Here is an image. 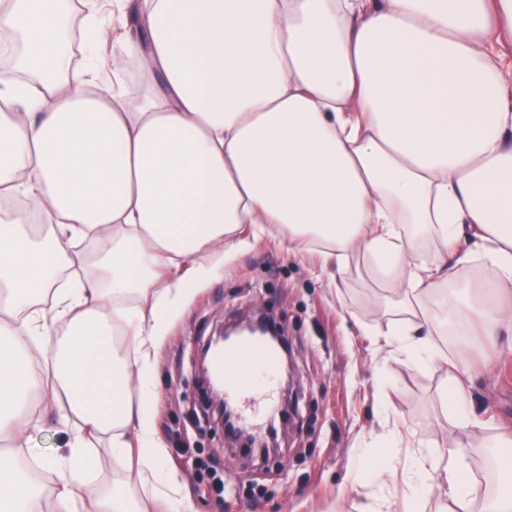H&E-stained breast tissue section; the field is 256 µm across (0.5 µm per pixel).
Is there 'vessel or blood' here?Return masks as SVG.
Listing matches in <instances>:
<instances>
[{
  "label": "vessel or blood",
  "mask_w": 512,
  "mask_h": 512,
  "mask_svg": "<svg viewBox=\"0 0 512 512\" xmlns=\"http://www.w3.org/2000/svg\"><path fill=\"white\" fill-rule=\"evenodd\" d=\"M277 351L254 340L226 349L214 363L225 401L236 406L239 423L257 426L277 406Z\"/></svg>",
  "instance_id": "vessel-or-blood-1"
}]
</instances>
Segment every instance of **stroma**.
<instances>
[{
  "label": "stroma",
  "instance_id": "1",
  "mask_svg": "<svg viewBox=\"0 0 512 512\" xmlns=\"http://www.w3.org/2000/svg\"><path fill=\"white\" fill-rule=\"evenodd\" d=\"M439 294L404 303L364 257L340 269L315 246L277 233L225 255L171 321L157 366L154 425L197 512H381L384 501L402 503L413 457L445 456L458 438L469 444L473 512H489L512 490L497 446L512 433V339L494 344L476 331L461 346L443 323L433 338L438 362L409 360L401 333L419 305L442 313ZM259 307L281 322L300 380L296 415L263 461L214 428L194 371L197 347L218 325ZM379 329L393 331L390 346H377ZM452 363L475 367L460 380L478 426L462 428L453 408ZM364 458L385 467L384 478L357 475ZM215 471L224 479L220 497L211 489Z\"/></svg>",
  "mask_w": 512,
  "mask_h": 512
}]
</instances>
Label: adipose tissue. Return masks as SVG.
<instances>
[{
    "mask_svg": "<svg viewBox=\"0 0 512 512\" xmlns=\"http://www.w3.org/2000/svg\"><path fill=\"white\" fill-rule=\"evenodd\" d=\"M84 7L78 67L72 0H0L18 47L0 69V199L17 203L0 224V512L41 496L25 437L50 418L73 431L39 462L56 512H133L122 484L88 480L99 451L137 465L152 512H193L163 467L153 378L168 317L245 227L340 267L369 255L408 298L482 260L468 304L442 299L487 339L512 335V0ZM468 466L459 439L410 463L447 485L448 512H471Z\"/></svg>",
    "mask_w": 512,
    "mask_h": 512,
    "instance_id": "ef3b65f1",
    "label": "adipose tissue"
}]
</instances>
